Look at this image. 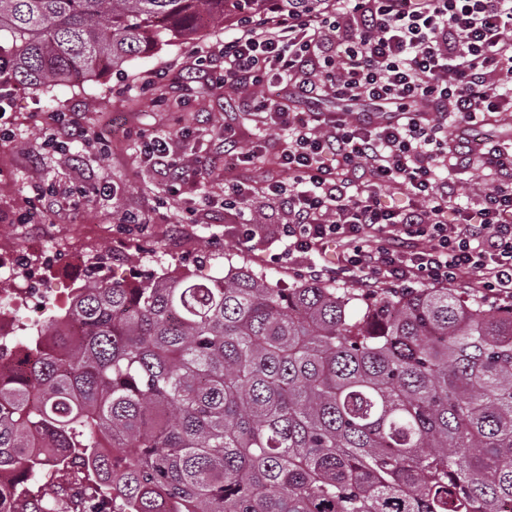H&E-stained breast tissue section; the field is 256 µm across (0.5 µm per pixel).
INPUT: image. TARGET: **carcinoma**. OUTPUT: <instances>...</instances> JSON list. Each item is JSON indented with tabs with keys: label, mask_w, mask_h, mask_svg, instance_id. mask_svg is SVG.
I'll return each instance as SVG.
<instances>
[{
	"label": "carcinoma",
	"mask_w": 512,
	"mask_h": 512,
	"mask_svg": "<svg viewBox=\"0 0 512 512\" xmlns=\"http://www.w3.org/2000/svg\"><path fill=\"white\" fill-rule=\"evenodd\" d=\"M267 0H0V83H79ZM359 313L347 314L350 304ZM0 371V512L71 458L73 512H499L512 500V308L360 297L233 268L90 281ZM105 483L109 492L99 491Z\"/></svg>",
	"instance_id": "obj_1"
}]
</instances>
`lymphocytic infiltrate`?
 Instances as JSON below:
<instances>
[{"mask_svg":"<svg viewBox=\"0 0 512 512\" xmlns=\"http://www.w3.org/2000/svg\"><path fill=\"white\" fill-rule=\"evenodd\" d=\"M237 26L222 51L198 49L199 81L246 89L263 126L288 136L263 179L288 213L271 228L246 218L253 190L232 177L261 146L239 147L224 127L219 206L241 215L242 240L275 232L279 260L315 281L371 291L468 280L512 305V143L471 135L512 112V0H315ZM327 95L374 109L333 119L315 109ZM470 168L489 181L464 205L453 177ZM383 186L403 203L383 204Z\"/></svg>","mask_w":512,"mask_h":512,"instance_id":"obj_1","label":"lymphocytic infiltrate"}]
</instances>
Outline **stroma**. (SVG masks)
<instances>
[{
  "instance_id": "stroma-1",
  "label": "stroma",
  "mask_w": 512,
  "mask_h": 512,
  "mask_svg": "<svg viewBox=\"0 0 512 512\" xmlns=\"http://www.w3.org/2000/svg\"><path fill=\"white\" fill-rule=\"evenodd\" d=\"M237 31L234 16L221 26L201 28L191 39L167 42L147 55L131 57L121 69L79 85L49 92L9 85L0 100L12 135L0 140V244L25 262L39 261L31 249L39 239L63 255L82 249V263L55 269L50 286L66 300L74 286L101 276L133 283L155 274L191 272L222 275L245 267L282 288L303 283L297 265L274 261L281 250L275 235L244 244L237 217L208 204L224 195V171L212 161L224 152V125L235 122L242 142L260 141L263 156L238 170L239 180L261 181L287 147L285 137L264 129L246 94L202 90L195 48L221 49ZM58 112L101 133L104 143H63L43 147L45 124ZM171 137V160L202 182L199 191L179 197L164 190L160 166L142 160L140 136ZM108 184V195L83 196L79 187ZM145 218L141 232L129 233L128 213Z\"/></svg>"
}]
</instances>
